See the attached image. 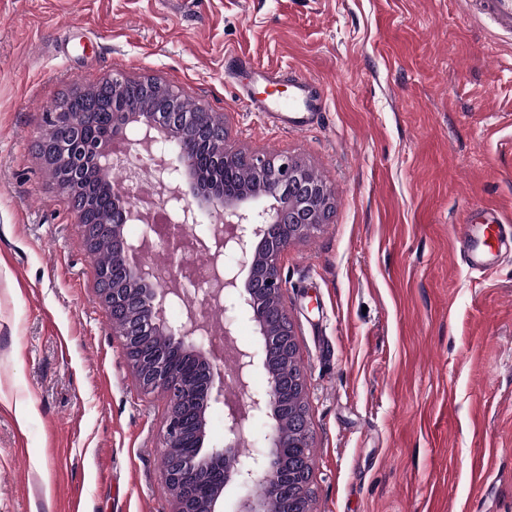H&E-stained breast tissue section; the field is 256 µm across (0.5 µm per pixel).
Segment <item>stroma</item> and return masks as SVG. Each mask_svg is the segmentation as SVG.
I'll return each mask as SVG.
<instances>
[{"label":"stroma","instance_id":"1","mask_svg":"<svg viewBox=\"0 0 512 512\" xmlns=\"http://www.w3.org/2000/svg\"><path fill=\"white\" fill-rule=\"evenodd\" d=\"M319 82L269 125L232 58ZM152 77L288 156L332 213L282 256L312 512H512V239L468 269L464 209L512 220V35L464 0H0V512H172L143 393L39 149L67 94ZM255 70L257 78L267 84L288 80L295 93L288 102L280 99H259L250 94L248 86H243V99L253 112H261L264 118L277 127L295 131L307 130L319 123L323 112L326 111V102L323 89L318 83L296 73Z\"/></svg>","mask_w":512,"mask_h":512}]
</instances>
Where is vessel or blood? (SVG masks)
Returning a JSON list of instances; mask_svg holds the SVG:
<instances>
[{"mask_svg":"<svg viewBox=\"0 0 512 512\" xmlns=\"http://www.w3.org/2000/svg\"><path fill=\"white\" fill-rule=\"evenodd\" d=\"M478 14L489 18L502 30L512 31V0H468ZM256 76L267 84L288 81L295 89L289 101L279 99H259L248 97L247 103L252 111L262 113L272 124L295 131H304L319 123L326 110L322 87L311 78L294 73L286 74L274 70H257ZM485 207L470 209L465 217L466 223L483 227L481 247L473 248L468 256L471 269H482L499 242V222L487 217Z\"/></svg>","mask_w":512,"mask_h":512,"instance_id":"1","label":"vessel or blood"}]
</instances>
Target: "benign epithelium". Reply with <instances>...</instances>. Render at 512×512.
<instances>
[{"label": "benign epithelium", "mask_w": 512, "mask_h": 512, "mask_svg": "<svg viewBox=\"0 0 512 512\" xmlns=\"http://www.w3.org/2000/svg\"><path fill=\"white\" fill-rule=\"evenodd\" d=\"M49 133L54 141L41 144L57 161L59 179L67 186L85 176L86 170L112 156L134 157L137 166L150 170L153 192L134 197L117 186L111 194L112 223L97 225V233L112 239V266L99 268L100 294L112 322L124 323L119 332L127 360L140 386L159 390L168 401L162 431V469L174 495V512H220L224 489L232 485L244 492L235 512H270L268 500L250 490L280 480L288 472V498L299 501L311 490L310 441L307 409L291 414L292 431L282 429L285 402L304 400L305 384L295 371L284 376L270 366L278 354L296 361L295 331L281 302L283 279L279 258L283 251L311 230L326 223L332 203L326 187L311 177L308 168L288 156L247 157L224 145V114L201 109L182 112L174 105L168 112H151L131 104L113 114L112 130L88 138L84 125L67 112H54ZM233 171L248 165L259 182L253 187L226 191L200 183L202 151ZM198 188L189 200L185 183ZM164 211L169 224L170 249L207 256L205 267L188 276L175 274L177 266L161 258L141 260L154 250L153 212ZM221 217L206 235L190 231L198 213ZM129 224H145L149 232L133 241L126 237ZM245 281H240L242 271ZM197 285L202 302L192 303L183 320L168 322L169 298H183L187 285ZM232 299L229 315L216 326L204 308ZM248 319L258 336L259 351L235 347L233 376L247 402H225L224 448L205 447L207 410L224 396V380H215L218 346L202 341L222 336L229 343L239 318ZM163 336L178 348L177 364L168 347L154 346ZM261 355L268 387L262 393L248 390V376ZM256 417L270 420V446L244 459L239 445L247 440Z\"/></svg>", "instance_id": "1"}]
</instances>
